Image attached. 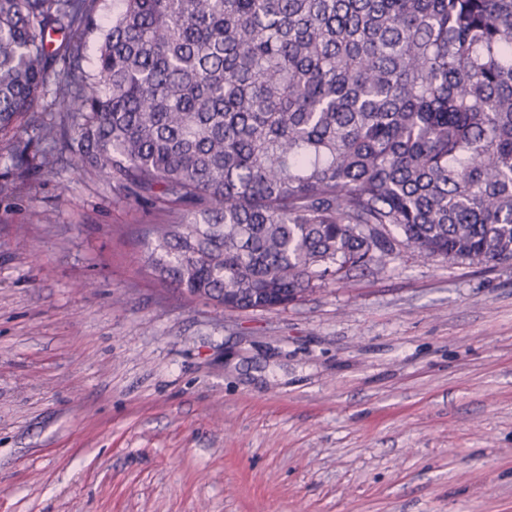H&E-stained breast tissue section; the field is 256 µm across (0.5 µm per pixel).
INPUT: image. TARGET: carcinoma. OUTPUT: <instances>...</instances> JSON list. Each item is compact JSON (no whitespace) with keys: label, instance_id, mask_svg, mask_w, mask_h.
<instances>
[{"label":"carcinoma","instance_id":"carcinoma-1","mask_svg":"<svg viewBox=\"0 0 512 512\" xmlns=\"http://www.w3.org/2000/svg\"><path fill=\"white\" fill-rule=\"evenodd\" d=\"M0 0V134L144 202L156 278L246 310L400 243L512 264V0Z\"/></svg>","mask_w":512,"mask_h":512}]
</instances>
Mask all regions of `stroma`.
I'll list each match as a JSON object with an SVG mask.
<instances>
[{
    "mask_svg": "<svg viewBox=\"0 0 512 512\" xmlns=\"http://www.w3.org/2000/svg\"><path fill=\"white\" fill-rule=\"evenodd\" d=\"M4 182L0 512H512V265L402 247L229 311L151 273L174 213L28 118Z\"/></svg>",
    "mask_w": 512,
    "mask_h": 512,
    "instance_id": "stroma-1",
    "label": "stroma"
}]
</instances>
